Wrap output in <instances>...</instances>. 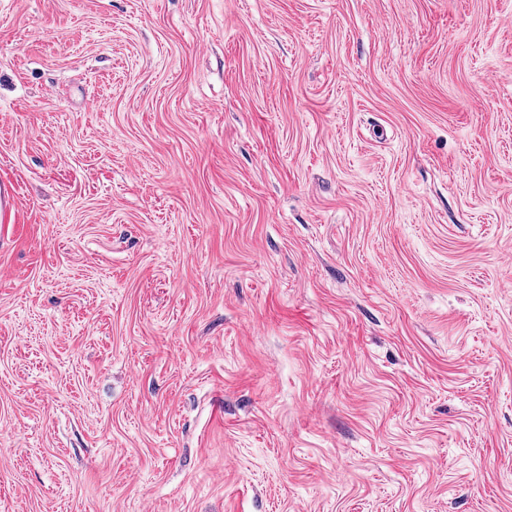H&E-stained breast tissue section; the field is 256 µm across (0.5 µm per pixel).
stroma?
<instances>
[{"label":"stroma","mask_w":512,"mask_h":512,"mask_svg":"<svg viewBox=\"0 0 512 512\" xmlns=\"http://www.w3.org/2000/svg\"><path fill=\"white\" fill-rule=\"evenodd\" d=\"M0 512H512V0H0Z\"/></svg>","instance_id":"1"}]
</instances>
